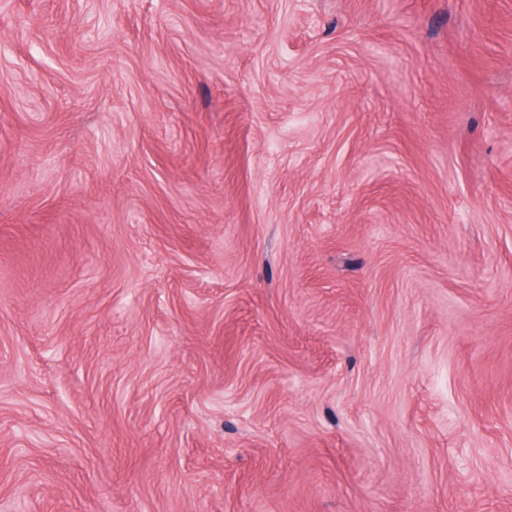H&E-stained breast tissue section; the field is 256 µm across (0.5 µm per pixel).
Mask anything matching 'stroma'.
<instances>
[{"label": "stroma", "mask_w": 512, "mask_h": 512, "mask_svg": "<svg viewBox=\"0 0 512 512\" xmlns=\"http://www.w3.org/2000/svg\"><path fill=\"white\" fill-rule=\"evenodd\" d=\"M0 512H512V0H0Z\"/></svg>", "instance_id": "obj_1"}]
</instances>
